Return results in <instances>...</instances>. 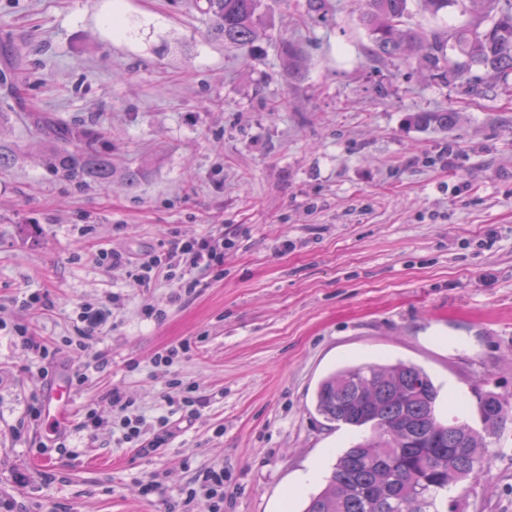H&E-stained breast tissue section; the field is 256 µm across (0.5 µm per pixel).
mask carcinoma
<instances>
[{
    "mask_svg": "<svg viewBox=\"0 0 512 512\" xmlns=\"http://www.w3.org/2000/svg\"><path fill=\"white\" fill-rule=\"evenodd\" d=\"M216 34L244 47L257 36L261 0H206ZM437 17L458 6L469 20L429 35L410 23L411 5ZM360 20L376 59H414L438 84L466 95L509 85L512 78V0H362ZM459 114L418 112L423 129L448 130ZM51 149L49 165L70 181L112 186L110 153L98 146L103 133L83 124L32 118ZM439 388L422 368L349 364L321 379L315 409L327 421L362 437L337 459L326 486L304 512H443L438 499L448 487L475 480L485 462L484 438L467 422L438 419ZM483 430L492 432L508 408L497 396L480 407Z\"/></svg>",
    "mask_w": 512,
    "mask_h": 512,
    "instance_id": "carcinoma-1",
    "label": "carcinoma"
}]
</instances>
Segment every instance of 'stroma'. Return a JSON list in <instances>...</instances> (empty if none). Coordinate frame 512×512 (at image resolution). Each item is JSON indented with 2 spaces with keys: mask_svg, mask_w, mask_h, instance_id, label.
Instances as JSON below:
<instances>
[{
  "mask_svg": "<svg viewBox=\"0 0 512 512\" xmlns=\"http://www.w3.org/2000/svg\"><path fill=\"white\" fill-rule=\"evenodd\" d=\"M359 16L356 0H263L258 37L231 49L205 0H0V70L20 48L26 83L0 132L20 150L0 169V498L19 512H171L209 467L224 512H303L357 438L314 409L344 364L422 367L443 421L477 428L481 398L512 404V95L372 59ZM446 109L448 131L411 122ZM38 112L108 132L137 185L59 179ZM216 231L221 265L179 298L99 260ZM106 297L112 330L78 354L76 311ZM18 326L49 346L45 372ZM63 374L84 382L56 438L42 412ZM115 390L128 416H168L164 448L140 455L112 427ZM485 444L481 476L448 494L458 512H512V415Z\"/></svg>",
  "mask_w": 512,
  "mask_h": 512,
  "instance_id": "stroma-1",
  "label": "stroma"
}]
</instances>
